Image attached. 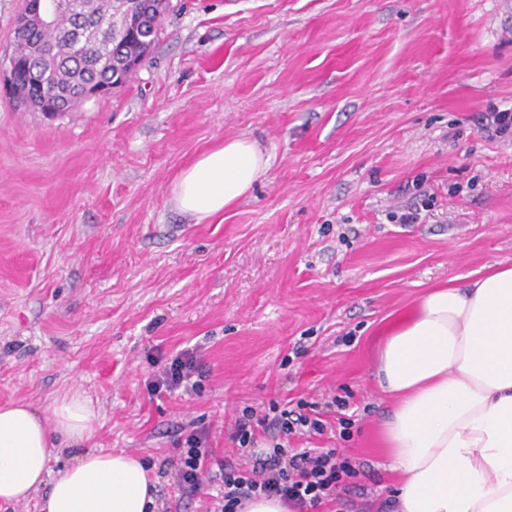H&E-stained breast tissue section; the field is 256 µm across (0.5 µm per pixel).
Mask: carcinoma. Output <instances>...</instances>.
Returning a JSON list of instances; mask_svg holds the SVG:
<instances>
[{"label": "carcinoma", "instance_id": "1", "mask_svg": "<svg viewBox=\"0 0 512 512\" xmlns=\"http://www.w3.org/2000/svg\"><path fill=\"white\" fill-rule=\"evenodd\" d=\"M87 14L83 25L59 13L53 27L28 32L16 43L22 76L59 98L119 73L127 55L144 61L155 46L169 8L163 0H74Z\"/></svg>", "mask_w": 512, "mask_h": 512}]
</instances>
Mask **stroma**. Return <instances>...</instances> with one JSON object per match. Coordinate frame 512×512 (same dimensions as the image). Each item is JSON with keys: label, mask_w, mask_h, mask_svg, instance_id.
Instances as JSON below:
<instances>
[{"label": "stroma", "mask_w": 512, "mask_h": 512, "mask_svg": "<svg viewBox=\"0 0 512 512\" xmlns=\"http://www.w3.org/2000/svg\"><path fill=\"white\" fill-rule=\"evenodd\" d=\"M493 112L512 115V0H171L109 98L50 119L0 89V405L80 392L90 447L142 458L157 512H211L219 487L179 488V427L234 458L244 407L314 402L328 428L292 447L335 449L358 490L334 512H374L395 482L381 332L512 264ZM240 136L270 157L250 194L179 212V172ZM185 351L200 391L153 393Z\"/></svg>", "instance_id": "stroma-1"}]
</instances>
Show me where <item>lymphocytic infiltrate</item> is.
<instances>
[{"instance_id":"f902f5d3","label":"lymphocytic infiltrate","mask_w":512,"mask_h":512,"mask_svg":"<svg viewBox=\"0 0 512 512\" xmlns=\"http://www.w3.org/2000/svg\"><path fill=\"white\" fill-rule=\"evenodd\" d=\"M305 407L302 401L293 410L273 402L268 413L261 416L252 408H244L232 434L239 447H255L261 431H274L280 437L271 451L256 454L248 468L215 457L204 431L194 429L183 434L177 440L183 494H195L205 481L217 483L223 493L213 512H239L244 500L261 495L281 498L293 512H320L323 506L338 500L350 468L338 460L335 450L291 449L285 444L288 437L304 429L324 434L325 422L319 415L306 414Z\"/></svg>"}]
</instances>
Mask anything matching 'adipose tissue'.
Instances as JSON below:
<instances>
[{"label": "adipose tissue", "mask_w": 512, "mask_h": 512, "mask_svg": "<svg viewBox=\"0 0 512 512\" xmlns=\"http://www.w3.org/2000/svg\"><path fill=\"white\" fill-rule=\"evenodd\" d=\"M269 164L251 139L225 140L180 171L171 201L210 219ZM375 361L395 400L384 429L398 474L390 512H512V266L430 288L389 326ZM94 415L76 392L45 413L25 401L0 406V501L42 488V512H155L144 462L89 447ZM59 441L88 449L55 474L48 461Z\"/></svg>", "instance_id": "obj_1"}]
</instances>
